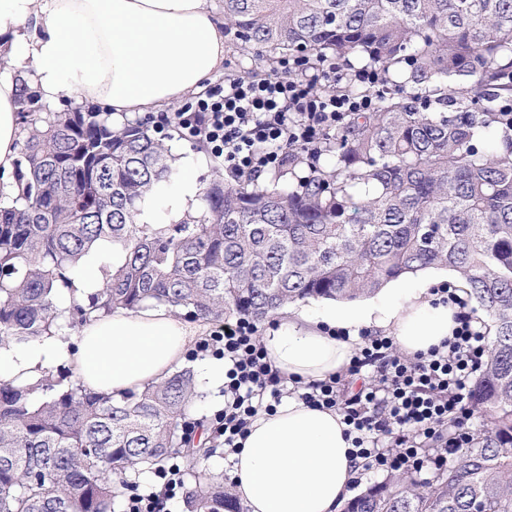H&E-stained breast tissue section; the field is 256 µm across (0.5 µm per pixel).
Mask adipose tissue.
<instances>
[{"mask_svg": "<svg viewBox=\"0 0 512 512\" xmlns=\"http://www.w3.org/2000/svg\"><path fill=\"white\" fill-rule=\"evenodd\" d=\"M0 38L9 64L34 72L43 99L66 92L114 113L157 112L200 89L224 63V20L205 0H0ZM17 90L0 75V175L19 149ZM390 301L311 316L288 308L264 338L268 360L309 383L349 364L352 335L382 330L415 355L451 337L454 305L440 293L397 288ZM200 330L170 308L112 314L88 323L78 343L53 336L0 348V377L26 381L55 361L71 365L85 386L126 392L165 379ZM342 415L291 400L259 413L231 456L235 492L249 512H342L357 474Z\"/></svg>", "mask_w": 512, "mask_h": 512, "instance_id": "adipose-tissue-1", "label": "adipose tissue"}]
</instances>
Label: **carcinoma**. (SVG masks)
<instances>
[{"mask_svg":"<svg viewBox=\"0 0 512 512\" xmlns=\"http://www.w3.org/2000/svg\"><path fill=\"white\" fill-rule=\"evenodd\" d=\"M243 52L372 65L383 88L287 168L217 175L167 224L140 220L180 171L164 139L110 112H53L17 71L16 190L0 192V348L164 305L194 321H261L309 298L340 302L445 267L493 321L475 387L483 432L448 469L391 476L343 512H512V0H224ZM103 286L72 277L102 245ZM193 366L115 399L70 368L0 379V512H116L146 473L186 460V512H244L186 422Z\"/></svg>","mask_w":512,"mask_h":512,"instance_id":"obj_1","label":"carcinoma"}]
</instances>
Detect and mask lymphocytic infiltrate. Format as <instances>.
Listing matches in <instances>:
<instances>
[{
    "instance_id": "1",
    "label": "lymphocytic infiltrate",
    "mask_w": 512,
    "mask_h": 512,
    "mask_svg": "<svg viewBox=\"0 0 512 512\" xmlns=\"http://www.w3.org/2000/svg\"><path fill=\"white\" fill-rule=\"evenodd\" d=\"M335 63L308 73L302 61H283L263 78L232 79L185 103L170 118L203 143L228 172L258 176L280 169L289 149L309 147L349 112H367L368 97L336 95ZM457 305L451 339L411 356L391 336H368L346 373L316 383L289 381L267 361L254 321L224 322L200 347L224 360V407L217 438L234 453L259 412L283 399L338 411L361 472L438 471L471 439L473 386L489 345L465 302Z\"/></svg>"
}]
</instances>
